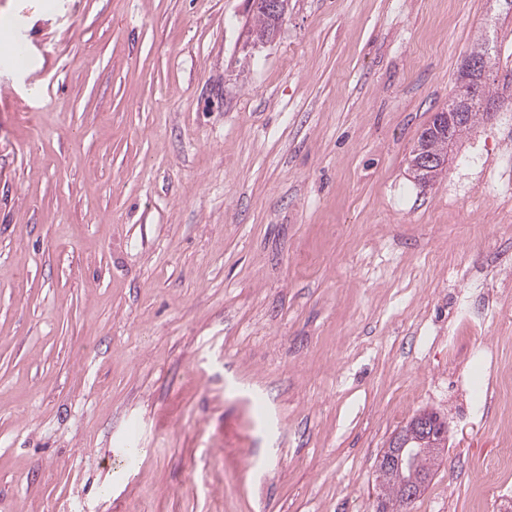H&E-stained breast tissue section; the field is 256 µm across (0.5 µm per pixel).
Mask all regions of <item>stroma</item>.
Here are the masks:
<instances>
[{"mask_svg": "<svg viewBox=\"0 0 512 512\" xmlns=\"http://www.w3.org/2000/svg\"><path fill=\"white\" fill-rule=\"evenodd\" d=\"M0 0V512H375L424 410L410 512L512 501V107L423 187L410 151L501 0ZM142 453L119 455L128 438ZM251 2L254 5L255 9L260 8L267 14H269L272 22L271 30L267 34H265V36L261 37V40H258H260V42H263L272 39L275 36L277 29L285 16L287 1L252 0ZM441 421L443 420L435 412L422 411L402 427L408 428L405 445H409L408 448L415 451L416 471L418 474L427 476L429 479L422 490L420 480H417L414 476L412 480L403 482L401 485L402 498L400 495V483L404 479L411 478L410 471L404 465H402L401 473L396 470L395 466L387 470L378 469L377 479H379L380 493L378 495L377 507H382L383 512H401L400 506L403 499V511H407L412 502L425 491L435 472V467L439 465L441 455L435 452L433 448L445 446L444 451L447 450V444L443 440V435L438 434L435 436L436 425ZM412 442L431 448H419V445Z\"/></svg>", "mask_w": 512, "mask_h": 512, "instance_id": "obj_1", "label": "stroma"}]
</instances>
